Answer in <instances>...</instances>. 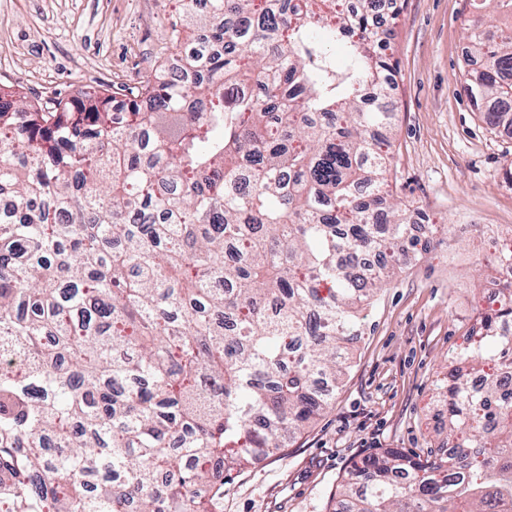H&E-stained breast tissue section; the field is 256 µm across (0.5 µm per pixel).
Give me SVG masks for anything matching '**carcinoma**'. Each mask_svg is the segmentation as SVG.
Segmentation results:
<instances>
[{
  "label": "carcinoma",
  "mask_w": 512,
  "mask_h": 512,
  "mask_svg": "<svg viewBox=\"0 0 512 512\" xmlns=\"http://www.w3.org/2000/svg\"><path fill=\"white\" fill-rule=\"evenodd\" d=\"M196 2L123 94L0 92V512H212L213 467L329 407L317 380L340 384L361 311L416 249L369 135L393 112L380 0ZM467 39L471 104L512 128V25ZM491 240L495 271L512 234ZM506 322L511 284L449 363L454 448L370 458L334 512H512Z\"/></svg>",
  "instance_id": "carcinoma-1"
}]
</instances>
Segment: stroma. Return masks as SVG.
<instances>
[{"label":"stroma","instance_id":"1","mask_svg":"<svg viewBox=\"0 0 512 512\" xmlns=\"http://www.w3.org/2000/svg\"><path fill=\"white\" fill-rule=\"evenodd\" d=\"M402 2L383 19L398 62L391 199L438 230L363 311L329 408L284 448L226 474L215 512H333L338 485L365 459L440 446L438 386L493 276L481 228H512V130L487 124L463 91L466 32L512 19L487 17L470 0ZM181 13L182 0H0V87L36 100L137 86Z\"/></svg>","mask_w":512,"mask_h":512}]
</instances>
